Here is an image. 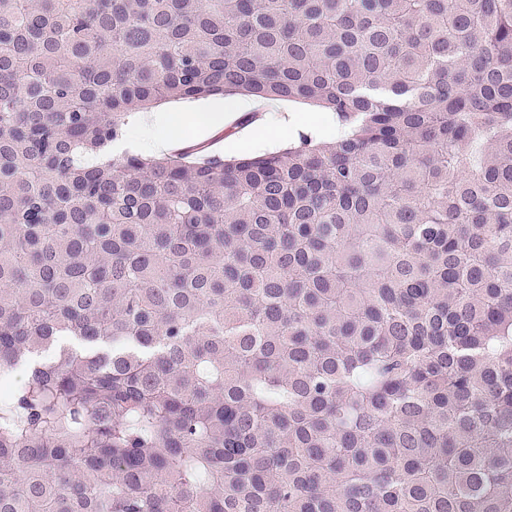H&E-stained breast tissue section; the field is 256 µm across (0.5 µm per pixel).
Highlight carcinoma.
I'll use <instances>...</instances> for the list:
<instances>
[{
  "instance_id": "1",
  "label": "carcinoma",
  "mask_w": 512,
  "mask_h": 512,
  "mask_svg": "<svg viewBox=\"0 0 512 512\" xmlns=\"http://www.w3.org/2000/svg\"><path fill=\"white\" fill-rule=\"evenodd\" d=\"M1 383L0 512H512V0H0ZM242 99H248V101L239 102L238 106L242 110L250 111L256 106V104L251 101V99H253L251 97L233 95L224 97L212 96L200 99L168 100L161 102L156 107L148 110V112L133 111L138 112L136 118L141 126V131L135 124V121H133L132 117L127 140L122 144L121 148L127 149L132 153H141L134 152L130 148V142L138 141L142 138L141 145L145 150H148L157 156L167 155L172 146L179 142L183 136L182 129L184 121L181 115L176 114V112H180V109L183 106L198 105L200 107H206L214 103H219L224 108V112H237L235 110V104L237 101ZM274 102L276 103L277 108L265 111L268 113V118L260 132L266 134L268 139L261 147L253 149L248 144L241 143L237 144L234 149L231 148L239 137L240 127L238 121L233 120L224 125V112H221L219 108H214L207 112H198L197 114L192 115L191 119L202 129H212L221 127L222 125H224V128L215 130L211 135L204 138L195 137L194 130L190 129L183 137L180 149L172 152L171 154L190 151L186 155L188 156L186 160L195 161L203 156H215L229 160L243 155L274 152L279 149L286 148L290 144L296 143L298 140V134L292 136L289 133L288 135H281L278 133V116L280 112H285L283 109L284 104L290 111H293L285 112L281 120V128L286 132H288V128L294 133L298 131L309 133L311 131V120L300 117L295 114V112H301L307 116H316L320 112H324L318 107L300 102H288L284 100H275ZM158 109L167 110L169 112L152 111ZM319 122L323 127H329L336 124L335 113L324 112V114L319 118ZM222 140L224 141L223 150H214L210 147L212 143Z\"/></svg>"
}]
</instances>
